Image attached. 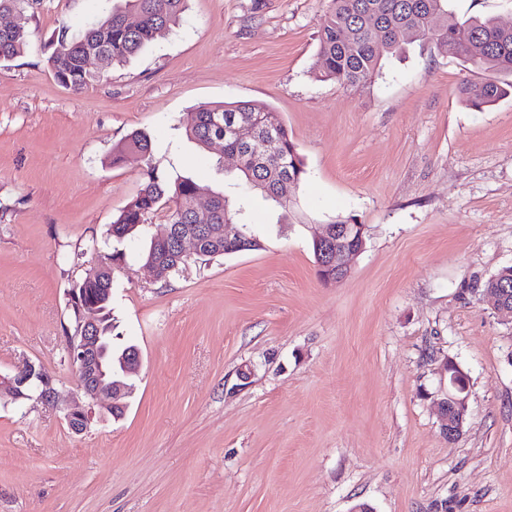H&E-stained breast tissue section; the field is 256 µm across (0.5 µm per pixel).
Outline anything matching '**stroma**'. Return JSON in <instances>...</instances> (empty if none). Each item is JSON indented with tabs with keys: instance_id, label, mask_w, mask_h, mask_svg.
<instances>
[{
	"instance_id": "stroma-1",
	"label": "stroma",
	"mask_w": 512,
	"mask_h": 512,
	"mask_svg": "<svg viewBox=\"0 0 512 512\" xmlns=\"http://www.w3.org/2000/svg\"><path fill=\"white\" fill-rule=\"evenodd\" d=\"M120 0H30L34 32L0 61V374L40 363L65 398L68 291L146 166L231 190L178 125L204 103L272 107L306 175L289 208L251 198L260 249L156 279L112 263V324L142 358L124 418L68 429L0 391V512H512V324L482 283L512 266V96L476 109L487 73L434 44L385 57L364 86L319 78L330 0H187L173 32L87 89L46 59ZM150 134L152 159L112 149ZM354 220L349 275H317L315 225ZM469 380L448 442L436 402ZM441 374L448 375V392L438 402L441 431L448 442L455 441L462 433L467 413L468 378L453 361L444 360Z\"/></svg>"
}]
</instances>
